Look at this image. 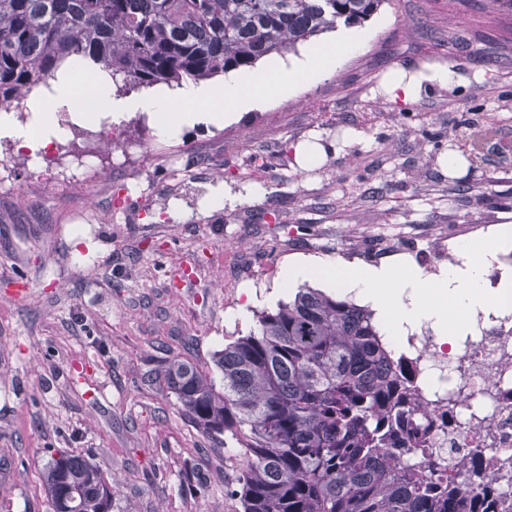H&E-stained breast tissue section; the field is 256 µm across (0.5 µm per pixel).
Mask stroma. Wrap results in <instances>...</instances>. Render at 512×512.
<instances>
[{"label": "stroma", "mask_w": 512, "mask_h": 512, "mask_svg": "<svg viewBox=\"0 0 512 512\" xmlns=\"http://www.w3.org/2000/svg\"><path fill=\"white\" fill-rule=\"evenodd\" d=\"M361 27L364 51L332 75L220 128L163 141L139 112L77 121L38 177L14 132L45 87L0 106V512H51L42 475L63 453L119 485L116 512H239V444L201 435L160 366L210 370L256 333L293 296L288 262L328 255L343 273L384 262L376 238L423 253L440 230L512 226V9L387 0ZM426 63L453 82L405 109L378 93L389 69ZM471 121L495 137L457 171L477 190L455 192L441 159L466 154ZM349 127L361 136L345 145ZM313 131L328 147L316 173L293 153ZM219 181L244 200L201 210Z\"/></svg>", "instance_id": "obj_1"}]
</instances>
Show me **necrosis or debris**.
Instances as JSON below:
<instances>
[{
  "instance_id": "4bbe7bcc",
  "label": "necrosis or debris",
  "mask_w": 512,
  "mask_h": 512,
  "mask_svg": "<svg viewBox=\"0 0 512 512\" xmlns=\"http://www.w3.org/2000/svg\"><path fill=\"white\" fill-rule=\"evenodd\" d=\"M466 320L467 334L452 346L425 325L395 342L418 400L438 408L425 448L406 458L425 469L429 449L446 448L460 471L479 460L496 489L493 512H512V300Z\"/></svg>"
}]
</instances>
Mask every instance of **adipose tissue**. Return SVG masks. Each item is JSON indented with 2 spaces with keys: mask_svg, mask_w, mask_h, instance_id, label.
<instances>
[{
  "mask_svg": "<svg viewBox=\"0 0 512 512\" xmlns=\"http://www.w3.org/2000/svg\"><path fill=\"white\" fill-rule=\"evenodd\" d=\"M367 39L364 31L348 33L335 43L313 49L289 67L277 65L253 76L230 73L215 86L185 81L119 103L112 99L111 80L106 74H98L83 86L73 80L71 67L66 64L49 96L35 105L31 124L16 130L15 136L21 147L35 153L58 131L62 114L81 118L103 111L145 114L154 122L158 136L168 140L197 123L220 127L239 113L264 104L269 96L288 95L298 85L328 76L344 59L360 51ZM452 79V71L443 65L426 64L415 71L399 66L389 72L381 90L389 100L409 105L419 98L425 85L445 86ZM511 243L512 233L505 229L481 241L461 242L463 265L443 268L434 276L423 275L404 254L341 277L334 262L313 256L285 265L281 284L287 287L322 278L328 286L370 303L379 314L385 335L401 336L407 327L427 323L444 343L461 332L459 314L486 309L499 297L512 294V283L506 281L494 290L486 287L488 269Z\"/></svg>",
  "mask_w": 512,
  "mask_h": 512,
  "instance_id": "obj_1",
  "label": "adipose tissue"
}]
</instances>
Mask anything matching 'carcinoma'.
<instances>
[{"label": "carcinoma", "instance_id": "obj_1", "mask_svg": "<svg viewBox=\"0 0 512 512\" xmlns=\"http://www.w3.org/2000/svg\"><path fill=\"white\" fill-rule=\"evenodd\" d=\"M387 0H0V105L55 78L68 59L112 73L131 90L205 80L254 66L339 25L364 22ZM494 136L473 127L470 153ZM258 332L217 351L224 388L178 359L156 373L211 439L242 447L231 493L243 512H483L492 482L434 457L422 473L396 434L404 369L370 309L317 288L258 316ZM52 512H112L119 489L80 455L43 472Z\"/></svg>", "mask_w": 512, "mask_h": 512}]
</instances>
